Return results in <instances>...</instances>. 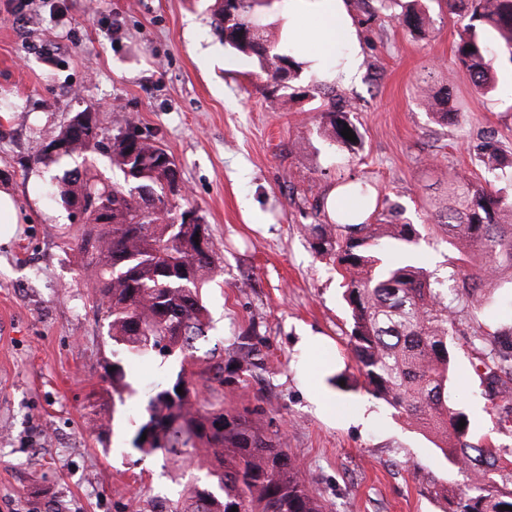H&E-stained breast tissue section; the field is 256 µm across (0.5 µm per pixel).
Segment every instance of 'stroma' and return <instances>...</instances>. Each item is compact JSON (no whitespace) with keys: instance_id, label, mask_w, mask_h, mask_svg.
Returning a JSON list of instances; mask_svg holds the SVG:
<instances>
[{"instance_id":"35a3bbf8","label":"stroma","mask_w":512,"mask_h":512,"mask_svg":"<svg viewBox=\"0 0 512 512\" xmlns=\"http://www.w3.org/2000/svg\"><path fill=\"white\" fill-rule=\"evenodd\" d=\"M350 2L360 63L333 83L356 109L348 154L316 135L327 98L281 106L215 34L221 0H0V189L18 210L13 235L0 238V512H154L182 489L162 459L131 446L134 407L179 361H144L135 395L113 399L112 339L40 161L87 107L105 135L120 113L163 144L187 190L177 208H196L210 228L222 274L203 289L209 337L226 346L255 330L265 363L227 403L244 394L273 418L331 512H444L433 483L458 475L433 436L363 391L328 384L360 376L336 272L300 227L346 183L368 184L404 220L426 223L450 173L482 177V141L512 154V64L497 63L498 90L482 97L455 63L463 23L445 0H429L423 38L370 0ZM430 69L453 76L459 121L436 123L421 105ZM510 322L512 291L502 289L459 330ZM454 355L452 398L479 433H496L476 351L459 341ZM320 395L335 410L320 409Z\"/></svg>"}]
</instances>
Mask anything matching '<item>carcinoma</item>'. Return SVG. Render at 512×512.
<instances>
[{
  "label": "carcinoma",
  "instance_id": "cac0c4a2",
  "mask_svg": "<svg viewBox=\"0 0 512 512\" xmlns=\"http://www.w3.org/2000/svg\"><path fill=\"white\" fill-rule=\"evenodd\" d=\"M269 0H222L213 26L224 43L255 64V76L278 89L284 106L297 96L325 93L317 80H304L275 24L260 8ZM456 42L457 65L483 96L496 91L493 57L512 64V0H466ZM403 23L413 35L431 25L420 0H411ZM288 81V87L280 86ZM451 83L430 72L421 80L423 99L437 122H454L447 111ZM354 107L315 116L317 134L331 145L352 147L341 135ZM124 128L104 144L101 133L72 136L63 127V152H44L41 163L54 169L61 204L77 209L82 224L74 236L80 269L112 336V388L134 393L128 370L141 359L180 358L176 376L156 387L136 415L132 448L169 461L175 476L200 463L206 472L188 484L164 512H327L312 482L288 454L281 430L257 408L224 406V391L248 387L263 368L254 336L237 337L232 347L209 343L203 284L221 273L212 237L207 249L193 237L210 233L172 213L184 196L177 164L155 140L124 120ZM108 146L120 179L93 172L92 154ZM486 177L477 182L456 172L444 198L433 203L436 225L411 224L398 205L384 199L362 213L336 209V218L303 225L312 251L332 262L341 280L350 316L348 348L363 389L408 425L433 435L437 449L463 483L435 484L448 512H502L512 507V459L497 439H476L464 408L448 402L453 369L452 341L460 321L458 304L480 307L492 288L512 285V157L492 143L479 147ZM438 227L451 246L448 274L418 262L426 232ZM466 344L481 356L490 401H503V421L512 417V326L487 332L479 327ZM182 393H177V388ZM465 422L459 427V422ZM147 439H142V436Z\"/></svg>",
  "mask_w": 512,
  "mask_h": 512
}]
</instances>
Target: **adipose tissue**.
<instances>
[{
    "instance_id": "adipose-tissue-1",
    "label": "adipose tissue",
    "mask_w": 512,
    "mask_h": 512,
    "mask_svg": "<svg viewBox=\"0 0 512 512\" xmlns=\"http://www.w3.org/2000/svg\"><path fill=\"white\" fill-rule=\"evenodd\" d=\"M289 13L291 28L306 44L311 67L321 76L330 74L325 62L332 46L358 43V29L345 0H290Z\"/></svg>"
}]
</instances>
